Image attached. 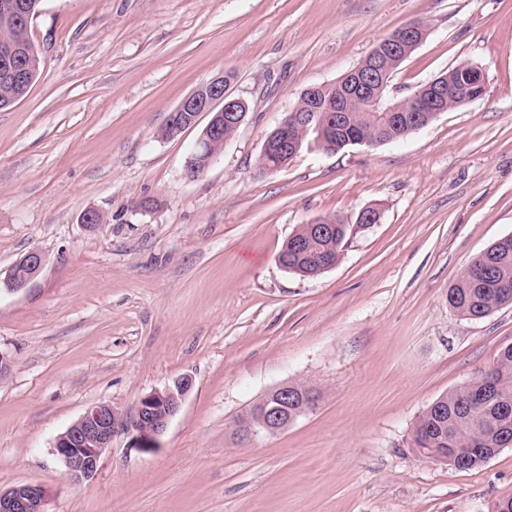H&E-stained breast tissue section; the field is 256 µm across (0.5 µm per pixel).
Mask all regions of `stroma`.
<instances>
[{"mask_svg": "<svg viewBox=\"0 0 512 512\" xmlns=\"http://www.w3.org/2000/svg\"><path fill=\"white\" fill-rule=\"evenodd\" d=\"M421 20L394 73L399 99L469 62L486 94L397 143L303 147L274 173L265 137L314 84ZM39 76L0 109V274L29 251L27 288H0V489L40 483L48 512H492L512 447L459 471L409 446L420 414L512 345V307L471 320L448 290L512 235V0H41ZM234 73L249 105L207 172L185 160L208 123L163 130L180 101ZM380 221L313 278L283 269L298 228ZM94 210L103 221L86 228ZM193 386L149 452L116 432L73 486L55 438L89 406L129 416ZM317 407L240 442L272 388Z\"/></svg>", "mask_w": 512, "mask_h": 512, "instance_id": "obj_1", "label": "stroma"}]
</instances>
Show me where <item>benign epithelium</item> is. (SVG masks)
Listing matches in <instances>:
<instances>
[{
	"instance_id": "1",
	"label": "benign epithelium",
	"mask_w": 512,
	"mask_h": 512,
	"mask_svg": "<svg viewBox=\"0 0 512 512\" xmlns=\"http://www.w3.org/2000/svg\"><path fill=\"white\" fill-rule=\"evenodd\" d=\"M421 43L417 28H407L402 39H392L376 45L369 56H381L396 61ZM367 64L359 65L339 78V84H320L303 91L298 103L287 113L280 124L268 136L263 151L285 153L294 157L303 145V136L313 132L319 148L327 153L335 152L334 129L326 122V112H346L349 104L359 102L370 109L376 106L380 94L371 82L361 76ZM485 85H476L470 80L438 82L429 85L408 97L409 111H436L432 102L448 100V107H461L478 101L485 93ZM179 111L171 118L196 124L199 112L213 115L200 138L189 154V158H201L209 167L224 148V126L235 129L243 123L247 114V103L232 96L229 82L218 75L199 86L178 104ZM43 267L40 252L30 251L21 257L0 282L9 291H19L36 278ZM192 387V378L183 376L174 385L154 390L143 396L136 404L133 414L119 418L112 406L105 402L88 407L84 413L59 434L53 444V452L66 468L72 485L82 486L93 479L98 471L100 456L111 442L116 430L122 428L132 435L136 445L148 451L158 444L172 418L179 411L184 396ZM270 400L259 406L255 422L248 430L236 429L239 438L249 440L260 434H276L288 429V384L279 385L270 391ZM48 490L41 484L24 483L5 491L0 490V512H48L46 509Z\"/></svg>"
}]
</instances>
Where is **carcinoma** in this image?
<instances>
[{
    "label": "carcinoma",
    "instance_id": "1",
    "mask_svg": "<svg viewBox=\"0 0 512 512\" xmlns=\"http://www.w3.org/2000/svg\"><path fill=\"white\" fill-rule=\"evenodd\" d=\"M15 10L0 12V46L18 48V57L0 54V108L26 95L4 71L14 67L34 82L39 72V54L29 37L30 21L40 0H14ZM390 113L352 112V129L373 137L381 132ZM348 225L322 218L316 224H302L283 243L280 254L288 256V271L303 277L324 273L328 264L339 263L344 255ZM448 306L466 319H482L503 306H512V235L501 238L476 256L458 281L448 290ZM298 396L288 410L301 418L310 385L295 383ZM412 447L425 459L433 456L426 448H455L465 457L464 469L480 466L494 448L512 447V345L504 347L495 364L469 384L443 395L418 417Z\"/></svg>",
    "mask_w": 512,
    "mask_h": 512
}]
</instances>
